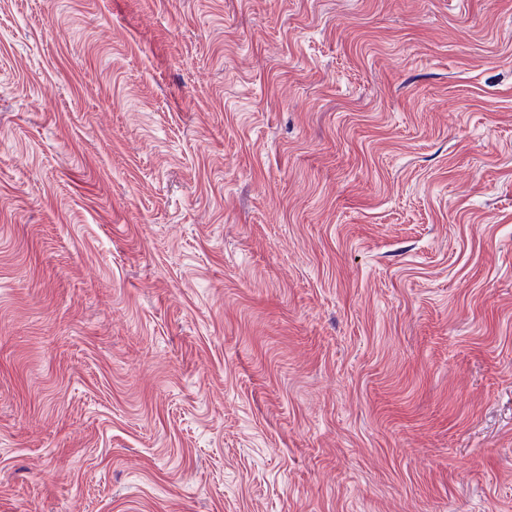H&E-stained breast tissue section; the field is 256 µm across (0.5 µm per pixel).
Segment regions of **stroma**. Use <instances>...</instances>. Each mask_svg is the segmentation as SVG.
<instances>
[{"label":"stroma","instance_id":"stroma-1","mask_svg":"<svg viewBox=\"0 0 512 512\" xmlns=\"http://www.w3.org/2000/svg\"><path fill=\"white\" fill-rule=\"evenodd\" d=\"M0 512H512V0H0Z\"/></svg>","mask_w":512,"mask_h":512}]
</instances>
